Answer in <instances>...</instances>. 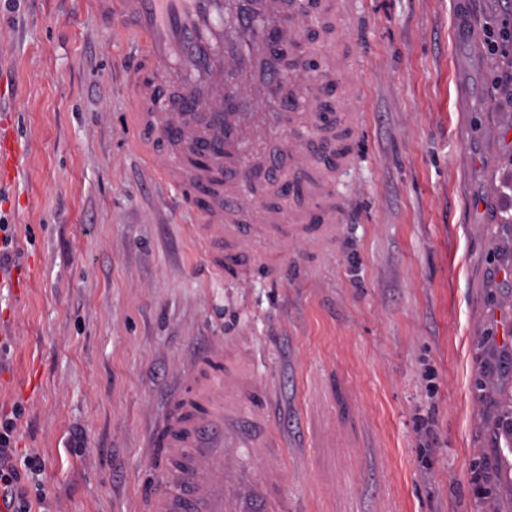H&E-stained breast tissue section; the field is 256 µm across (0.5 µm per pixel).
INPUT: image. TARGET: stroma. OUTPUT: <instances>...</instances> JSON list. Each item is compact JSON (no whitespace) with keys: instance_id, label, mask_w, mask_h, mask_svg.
<instances>
[{"instance_id":"stroma-1","label":"stroma","mask_w":512,"mask_h":512,"mask_svg":"<svg viewBox=\"0 0 512 512\" xmlns=\"http://www.w3.org/2000/svg\"><path fill=\"white\" fill-rule=\"evenodd\" d=\"M289 69L346 63L333 240L277 280L213 273L149 169L139 42L96 0H0V106L28 162L0 191V419L39 456L32 512H141L145 439L193 360L244 341L288 436L297 512H512V0H349ZM318 135L274 137L282 177Z\"/></svg>"}]
</instances>
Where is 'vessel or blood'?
I'll return each mask as SVG.
<instances>
[{"label": "vessel or blood", "instance_id": "b4317fda", "mask_svg": "<svg viewBox=\"0 0 512 512\" xmlns=\"http://www.w3.org/2000/svg\"><path fill=\"white\" fill-rule=\"evenodd\" d=\"M332 0H97L102 15L141 43L148 69L133 73L135 126L152 131L151 170L174 187L196 215L199 242L218 275L236 281L277 279L281 265L259 243L321 234L329 222L292 224L285 207L272 208L254 187L276 172L273 160L251 156L257 134L287 126L284 112H246L247 101L279 96L281 53L301 41L299 18ZM341 81L318 75L302 91L312 109L338 97ZM329 143L315 165H302L311 194L347 162ZM26 155L0 117V174L20 173ZM193 369L203 381L178 396L154 425L148 448L164 447L183 468L164 467L154 479L151 512H288L280 490L281 450L288 440L270 414L275 392L254 371L242 348L210 350ZM257 449L265 476L233 468L240 449Z\"/></svg>", "mask_w": 512, "mask_h": 512}]
</instances>
